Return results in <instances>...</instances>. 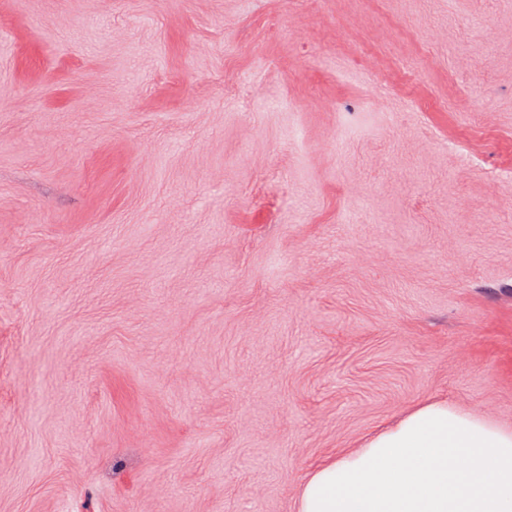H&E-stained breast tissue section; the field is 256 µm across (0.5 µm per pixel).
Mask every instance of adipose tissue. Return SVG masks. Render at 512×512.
Masks as SVG:
<instances>
[{"label": "adipose tissue", "instance_id": "ef3b65f1", "mask_svg": "<svg viewBox=\"0 0 512 512\" xmlns=\"http://www.w3.org/2000/svg\"><path fill=\"white\" fill-rule=\"evenodd\" d=\"M296 512H512V425L417 404L310 469Z\"/></svg>", "mask_w": 512, "mask_h": 512}]
</instances>
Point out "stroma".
Listing matches in <instances>:
<instances>
[{
    "label": "stroma",
    "mask_w": 512,
    "mask_h": 512,
    "mask_svg": "<svg viewBox=\"0 0 512 512\" xmlns=\"http://www.w3.org/2000/svg\"><path fill=\"white\" fill-rule=\"evenodd\" d=\"M442 399L512 424V0H0V512H296Z\"/></svg>",
    "instance_id": "obj_1"
}]
</instances>
